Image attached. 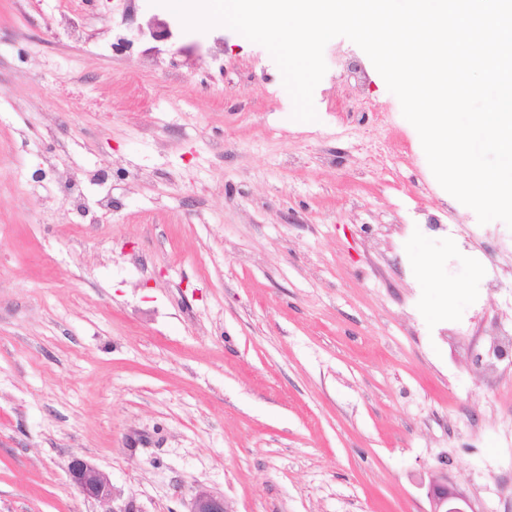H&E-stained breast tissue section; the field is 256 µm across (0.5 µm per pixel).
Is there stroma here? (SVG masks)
<instances>
[{"mask_svg":"<svg viewBox=\"0 0 512 512\" xmlns=\"http://www.w3.org/2000/svg\"><path fill=\"white\" fill-rule=\"evenodd\" d=\"M75 22L0 0V512H105L75 456L139 512H429L435 474L512 512V230L441 232L477 216L369 57L332 39L299 122L228 28ZM71 483L88 499L102 503H111L112 510L107 512H139L128 502L114 506L119 498L108 476L97 466L81 457H73L68 464ZM188 512H232L228 510L224 496L205 489L198 490Z\"/></svg>","mask_w":512,"mask_h":512,"instance_id":"obj_1","label":"stroma"}]
</instances>
